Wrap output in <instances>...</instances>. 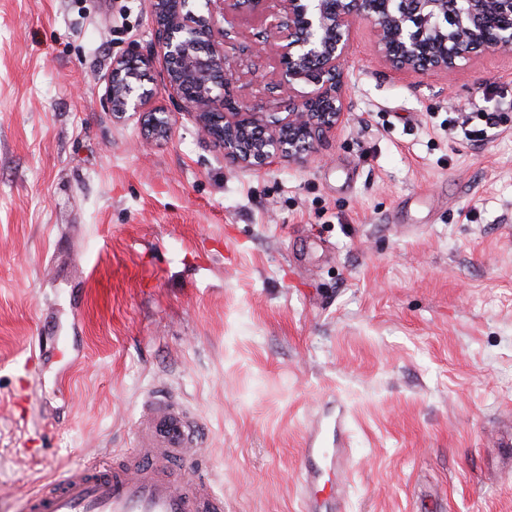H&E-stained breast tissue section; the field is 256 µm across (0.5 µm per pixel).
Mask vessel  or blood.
<instances>
[{
	"label": "vessel or blood",
	"instance_id": "vessel-or-blood-1",
	"mask_svg": "<svg viewBox=\"0 0 512 512\" xmlns=\"http://www.w3.org/2000/svg\"><path fill=\"white\" fill-rule=\"evenodd\" d=\"M302 453L303 512H338L347 450L321 439ZM203 454L200 433L177 399L164 390L151 392L141 402L133 448L110 459L82 458L38 489L14 490L16 512H224V498L210 481L170 471L172 459L191 467Z\"/></svg>",
	"mask_w": 512,
	"mask_h": 512
}]
</instances>
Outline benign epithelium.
Segmentation results:
<instances>
[{
    "label": "benign epithelium",
    "mask_w": 512,
    "mask_h": 512,
    "mask_svg": "<svg viewBox=\"0 0 512 512\" xmlns=\"http://www.w3.org/2000/svg\"><path fill=\"white\" fill-rule=\"evenodd\" d=\"M277 64L288 87L285 112H251L255 82H232L235 56L228 33L191 0H152L153 53L137 50L112 60L106 105L112 117L145 116L146 138L172 133L174 113L151 105L145 67L162 60L182 110L195 115L204 137L224 159L261 170L273 159H302L345 119V62L352 30L373 28L382 60L397 74L447 71L477 53L512 52V0H275ZM314 89L298 96L295 84Z\"/></svg>",
    "instance_id": "1"
}]
</instances>
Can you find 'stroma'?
I'll return each mask as SVG.
<instances>
[{"label": "stroma", "instance_id": "stroma-1", "mask_svg": "<svg viewBox=\"0 0 512 512\" xmlns=\"http://www.w3.org/2000/svg\"><path fill=\"white\" fill-rule=\"evenodd\" d=\"M231 40L255 110L282 111L274 32ZM154 41L151 0H0V488L132 447L167 386L224 512H302L337 403L344 512H512V55L398 76L358 23L342 128L254 171L161 63L170 139L113 122V59Z\"/></svg>", "mask_w": 512, "mask_h": 512}]
</instances>
